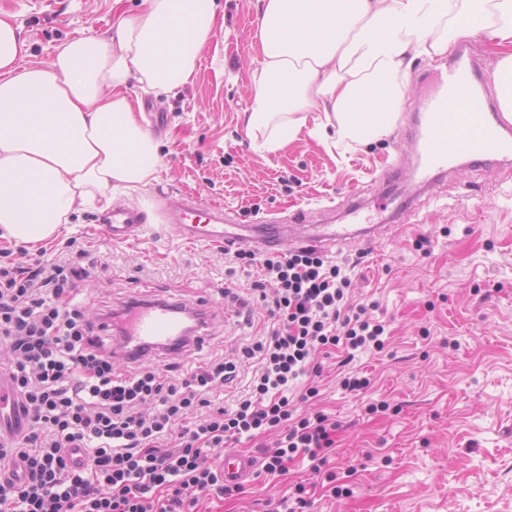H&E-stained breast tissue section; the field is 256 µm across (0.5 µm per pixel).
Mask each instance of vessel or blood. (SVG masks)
<instances>
[{
	"mask_svg": "<svg viewBox=\"0 0 512 512\" xmlns=\"http://www.w3.org/2000/svg\"><path fill=\"white\" fill-rule=\"evenodd\" d=\"M474 62H461L441 76L435 88L421 103L422 119L418 132L422 152L436 167H444L458 156L476 157L489 150H504L499 127L487 115L488 104L474 92ZM102 228L115 242L135 238L141 226L136 215L122 212L103 219ZM174 232L190 242L221 241L228 246L252 249L278 246L284 250L322 247L348 239L349 231L336 224L304 238L285 235L281 225H255L247 232H229L220 224L179 223ZM121 346L129 350L161 349L181 337L183 322L172 304L156 302L134 308L121 322ZM7 380L0 373V437L20 432L24 414L17 402H5ZM257 464L252 457L237 452L224 455V481L238 484L250 478Z\"/></svg>",
	"mask_w": 512,
	"mask_h": 512,
	"instance_id": "b4317fda",
	"label": "vessel or blood"
}]
</instances>
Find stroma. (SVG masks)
Here are the masks:
<instances>
[{
	"label": "stroma",
	"mask_w": 512,
	"mask_h": 512,
	"mask_svg": "<svg viewBox=\"0 0 512 512\" xmlns=\"http://www.w3.org/2000/svg\"><path fill=\"white\" fill-rule=\"evenodd\" d=\"M214 37L192 85L165 99L132 89L160 143L159 177L141 198L114 201L138 211L137 239L112 242L100 211L75 214L37 245L0 237L13 258L67 259L79 251L105 263L76 298L89 317L132 297L168 294L216 308L204 354L232 357L257 329L235 316L222 288L246 287L252 274L231 266L220 242L190 243L170 231L190 208L215 207L228 224H291L304 236L313 224L352 223L360 204L378 236H355L330 248L332 260L362 254L354 301H377L386 348L360 354L368 389L346 392L335 359L322 374L300 377L288 393L300 414L336 419V451L311 512H512V153L457 159L431 168L415 142L420 98L432 77L477 59V92L492 91L495 57L483 40L460 38L444 58L416 60L391 134L344 151L300 134L275 154L249 146L244 115L249 72L259 49V0H218ZM142 0H0L15 15L27 59L49 63L56 46L112 33V16L140 12ZM432 248L418 250L419 236ZM318 396L306 398L309 387ZM388 409H379L380 401ZM307 462L284 474L258 472L244 493L200 500L199 512H262L268 499L296 492Z\"/></svg>",
	"instance_id": "stroma-1"
}]
</instances>
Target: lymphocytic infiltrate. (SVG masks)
<instances>
[{
	"mask_svg": "<svg viewBox=\"0 0 512 512\" xmlns=\"http://www.w3.org/2000/svg\"><path fill=\"white\" fill-rule=\"evenodd\" d=\"M228 259L259 271V334L239 358L203 360L179 379L153 367L117 371L111 325L75 301L96 261L0 264V345L9 352L0 369L28 417L23 434L0 440V512H195L200 495L233 494L208 458L242 437L283 428L262 462L269 474L333 448L337 422L293 419L288 389L319 375L316 354L340 348L349 363L384 349V326L348 298L353 264L312 247ZM247 365V392L214 405V388Z\"/></svg>",
	"mask_w": 512,
	"mask_h": 512,
	"instance_id": "1",
	"label": "lymphocytic infiltrate"
}]
</instances>
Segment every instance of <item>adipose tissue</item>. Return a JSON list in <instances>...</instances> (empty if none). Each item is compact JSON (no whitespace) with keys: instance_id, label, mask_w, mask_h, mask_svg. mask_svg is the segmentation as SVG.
I'll list each match as a JSON object with an SVG mask.
<instances>
[{"instance_id":"1","label":"adipose tissue","mask_w":512,"mask_h":512,"mask_svg":"<svg viewBox=\"0 0 512 512\" xmlns=\"http://www.w3.org/2000/svg\"><path fill=\"white\" fill-rule=\"evenodd\" d=\"M115 13L109 38L27 62L14 15L0 12V235L51 238L72 215L151 185L159 144L139 122L130 83L155 95L193 82L214 36L216 0H143ZM249 74L250 147L274 154L301 131L346 148L389 134L418 57L484 39L502 118L512 123V0H262ZM315 121H308V113Z\"/></svg>"}]
</instances>
